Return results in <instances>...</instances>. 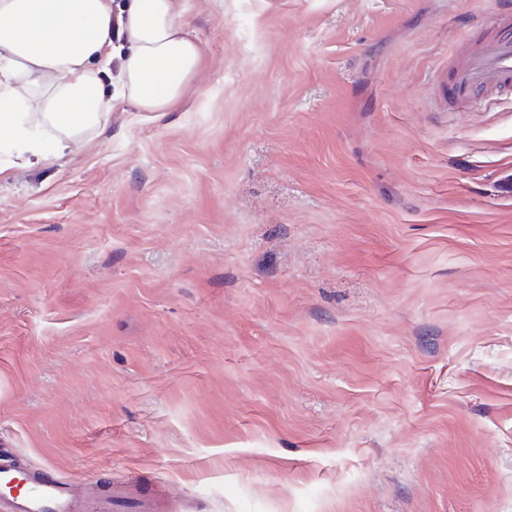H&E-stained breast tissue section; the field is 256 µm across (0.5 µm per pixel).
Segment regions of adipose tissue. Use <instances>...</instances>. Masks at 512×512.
I'll return each mask as SVG.
<instances>
[{"label":"adipose tissue","mask_w":512,"mask_h":512,"mask_svg":"<svg viewBox=\"0 0 512 512\" xmlns=\"http://www.w3.org/2000/svg\"><path fill=\"white\" fill-rule=\"evenodd\" d=\"M116 57L111 92L101 74ZM204 63L183 0H0V177L84 145L115 102L172 111Z\"/></svg>","instance_id":"obj_1"}]
</instances>
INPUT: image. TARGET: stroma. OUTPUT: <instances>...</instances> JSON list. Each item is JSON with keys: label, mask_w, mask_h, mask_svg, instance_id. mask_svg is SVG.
<instances>
[{"label": "stroma", "mask_w": 512, "mask_h": 512, "mask_svg": "<svg viewBox=\"0 0 512 512\" xmlns=\"http://www.w3.org/2000/svg\"><path fill=\"white\" fill-rule=\"evenodd\" d=\"M205 67L0 180V448L156 512H512L498 0H185ZM453 83L463 95L499 91L512 85V37L485 42L457 71Z\"/></svg>", "instance_id": "1"}]
</instances>
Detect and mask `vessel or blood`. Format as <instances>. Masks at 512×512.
<instances>
[{
  "instance_id": "vessel-or-blood-1",
  "label": "vessel or blood",
  "mask_w": 512,
  "mask_h": 512,
  "mask_svg": "<svg viewBox=\"0 0 512 512\" xmlns=\"http://www.w3.org/2000/svg\"><path fill=\"white\" fill-rule=\"evenodd\" d=\"M460 94L498 91L512 85V37L485 42L453 78ZM23 479L25 490L8 500L10 512H154L152 494L112 480L88 485L58 474L53 466H20L11 453L0 456V489Z\"/></svg>"
}]
</instances>
